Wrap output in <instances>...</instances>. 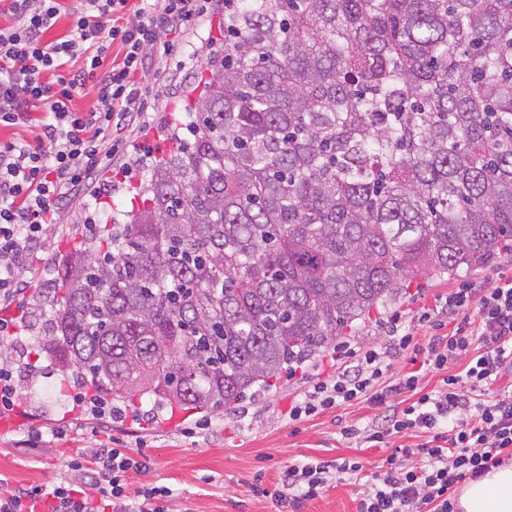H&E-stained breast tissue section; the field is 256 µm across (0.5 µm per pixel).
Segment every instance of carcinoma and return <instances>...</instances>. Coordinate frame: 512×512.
Here are the masks:
<instances>
[{
  "mask_svg": "<svg viewBox=\"0 0 512 512\" xmlns=\"http://www.w3.org/2000/svg\"><path fill=\"white\" fill-rule=\"evenodd\" d=\"M206 69L143 206L29 302L63 384L230 411L413 278L512 251V0H224Z\"/></svg>",
  "mask_w": 512,
  "mask_h": 512,
  "instance_id": "obj_1",
  "label": "carcinoma"
}]
</instances>
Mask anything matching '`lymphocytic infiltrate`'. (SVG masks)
I'll return each instance as SVG.
<instances>
[{"instance_id": "obj_1", "label": "lymphocytic infiltrate", "mask_w": 512, "mask_h": 512, "mask_svg": "<svg viewBox=\"0 0 512 512\" xmlns=\"http://www.w3.org/2000/svg\"><path fill=\"white\" fill-rule=\"evenodd\" d=\"M210 0H0V126L33 128V139L0 142V308L24 296L25 273L57 224L66 202L108 172L118 145L148 102L144 78L153 58L164 59L176 32L202 16ZM68 33L46 41L61 11ZM121 54L109 58L111 46ZM96 94L86 112L73 106L85 91ZM447 316L448 334L421 349L426 371H445L440 389L419 393L415 375L389 379L390 360L409 348L412 328L391 326L385 342L361 352L354 365L338 367L331 380L313 386L288 410L298 421L320 410L361 399L382 404L405 391L417 398L381 421L344 427L360 448L389 447L402 433L426 440L401 449L382 472H366L360 460L291 464L281 468L271 498L299 512L337 474L365 476L358 512H456L461 484L512 462V394L492 386L512 374V277L491 275L484 286L454 289L419 316ZM462 363L459 373L449 365ZM93 468L68 462L72 476L52 486L0 491V512H169L171 491L147 485L130 490L129 470L141 469L124 448H98Z\"/></svg>"}]
</instances>
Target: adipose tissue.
Listing matches in <instances>:
<instances>
[{"label": "adipose tissue", "mask_w": 512, "mask_h": 512, "mask_svg": "<svg viewBox=\"0 0 512 512\" xmlns=\"http://www.w3.org/2000/svg\"><path fill=\"white\" fill-rule=\"evenodd\" d=\"M458 512H512V465L468 481L456 501Z\"/></svg>", "instance_id": "ef3b65f1"}]
</instances>
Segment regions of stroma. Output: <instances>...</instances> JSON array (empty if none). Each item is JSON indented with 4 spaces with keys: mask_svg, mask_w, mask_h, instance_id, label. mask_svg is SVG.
Returning a JSON list of instances; mask_svg holds the SVG:
<instances>
[{
    "mask_svg": "<svg viewBox=\"0 0 512 512\" xmlns=\"http://www.w3.org/2000/svg\"><path fill=\"white\" fill-rule=\"evenodd\" d=\"M197 82L194 76L175 86L149 82L152 107L119 149V161L127 167V174H113L65 207L55 235L41 254L43 272L38 277V287H51L50 271L55 259L68 250L75 235L84 233L85 223H110L116 203L131 208L129 182L139 178L166 146L167 124L175 112L182 110L184 99ZM484 277L481 270L452 279L422 275L395 303L373 312L369 320L357 322L342 343L357 351L378 344L387 320L398 316L411 321L434 298ZM333 373L325 358L306 366L304 371L283 375L272 391L233 411L210 413L201 409L175 423H150L141 415L128 412L114 416L107 427L100 428L91 410H84L82 419H74L75 389L61 390L58 376L46 366L39 372L33 389L21 392L27 419L0 432V484L52 485L68 476L67 464L72 458L89 455L91 449L117 439L128 448H142L149 459L146 470L128 472L130 489L147 484L170 488L175 512H276L271 498L258 494L257 489L274 488L279 470L288 462L340 463L359 459L372 470L390 454L386 448L351 447L341 435L346 426H364L382 417L385 409L381 406L354 403L327 409L301 422H289L288 407L294 398ZM33 421L64 428L65 434L29 449L27 429ZM361 490L353 476L338 475L319 497L306 501L299 512H356Z\"/></svg>",
    "mask_w": 512,
    "mask_h": 512,
    "instance_id": "35a3bbf8",
    "label": "stroma"
}]
</instances>
